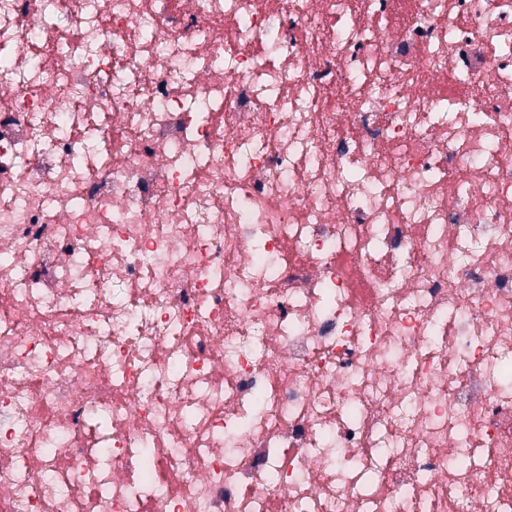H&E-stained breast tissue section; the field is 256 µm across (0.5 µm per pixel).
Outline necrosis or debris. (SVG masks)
Returning a JSON list of instances; mask_svg holds the SVG:
<instances>
[{
	"instance_id": "1",
	"label": "necrosis or debris",
	"mask_w": 512,
	"mask_h": 512,
	"mask_svg": "<svg viewBox=\"0 0 512 512\" xmlns=\"http://www.w3.org/2000/svg\"><path fill=\"white\" fill-rule=\"evenodd\" d=\"M512 0H0V512H512Z\"/></svg>"
}]
</instances>
